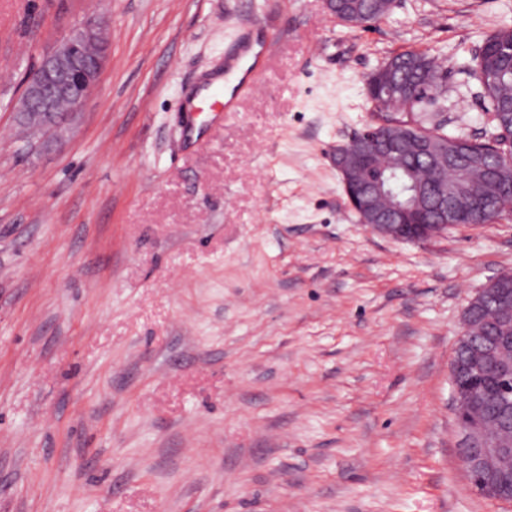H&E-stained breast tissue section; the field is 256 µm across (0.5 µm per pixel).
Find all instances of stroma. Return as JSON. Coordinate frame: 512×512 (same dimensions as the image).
I'll list each match as a JSON object with an SVG mask.
<instances>
[{"label":"stroma","instance_id":"obj_1","mask_svg":"<svg viewBox=\"0 0 512 512\" xmlns=\"http://www.w3.org/2000/svg\"><path fill=\"white\" fill-rule=\"evenodd\" d=\"M104 71L59 142L16 124L42 54L95 19ZM260 87L185 95L243 23ZM512 0H0V512H512L457 457L450 362L512 269V215L417 242L360 224L331 162L395 53L447 73L425 120L477 135L463 71ZM358 5L357 23L352 26L365 27L380 22L393 8L394 0H344L336 2L333 12L337 17H344L349 12L350 4ZM511 279L512 288V276L511 273H502L491 278L484 288H482L477 295L471 299L468 308H485L487 304L493 300L495 305L498 304L504 291L512 293V289L506 288V280Z\"/></svg>","mask_w":512,"mask_h":512}]
</instances>
